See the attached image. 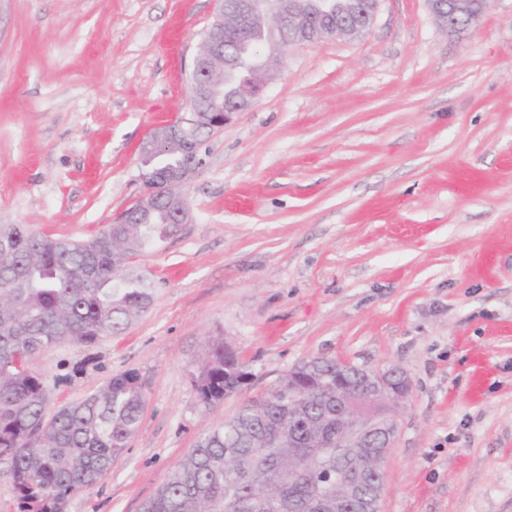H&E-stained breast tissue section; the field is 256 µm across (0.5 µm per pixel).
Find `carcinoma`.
Here are the masks:
<instances>
[{
	"label": "carcinoma",
	"mask_w": 512,
	"mask_h": 512,
	"mask_svg": "<svg viewBox=\"0 0 512 512\" xmlns=\"http://www.w3.org/2000/svg\"><path fill=\"white\" fill-rule=\"evenodd\" d=\"M262 59L235 75L220 66L212 82H255ZM139 224H110L89 241H60L28 224H0V461L8 465L19 512H63L66 501L92 489L137 433L146 399L139 375L112 377L81 402L49 412L50 386L33 371L45 347L92 345L123 332L153 303V286L132 264L155 238L178 232L164 201L148 211L126 209ZM217 339L194 374L205 407L242 391L250 372L229 359ZM362 367L312 357L283 371L264 394L231 419L204 431L168 473L143 512H359L350 486L368 466L367 448L344 447L336 403L354 412L386 409L372 401ZM319 454V470L304 482L288 471Z\"/></svg>",
	"instance_id": "obj_1"
}]
</instances>
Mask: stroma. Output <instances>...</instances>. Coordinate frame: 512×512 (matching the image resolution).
Here are the masks:
<instances>
[{"label": "stroma", "mask_w": 512, "mask_h": 512, "mask_svg": "<svg viewBox=\"0 0 512 512\" xmlns=\"http://www.w3.org/2000/svg\"><path fill=\"white\" fill-rule=\"evenodd\" d=\"M218 7L0 0V224L87 240L133 205ZM202 158L191 223L134 260L148 311L32 360L55 407L126 371L146 395L65 512H142L205 428L312 356L411 381L381 512H512V0L459 35L427 0H381L364 36L291 46ZM215 338L250 378L207 408L192 374ZM186 129L187 130L176 127H161L153 130L141 147L142 158L150 160L165 154L172 142L182 140V136L191 128L187 127Z\"/></svg>", "instance_id": "35a3bbf8"}]
</instances>
